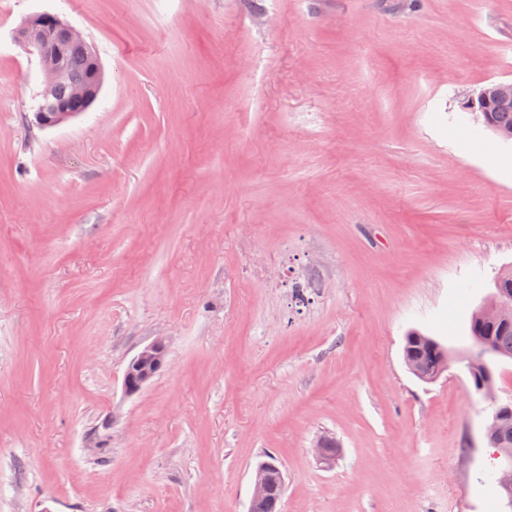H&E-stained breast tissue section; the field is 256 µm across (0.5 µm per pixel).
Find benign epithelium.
Listing matches in <instances>:
<instances>
[{
	"instance_id": "1",
	"label": "benign epithelium",
	"mask_w": 512,
	"mask_h": 512,
	"mask_svg": "<svg viewBox=\"0 0 512 512\" xmlns=\"http://www.w3.org/2000/svg\"><path fill=\"white\" fill-rule=\"evenodd\" d=\"M16 37L28 54L38 58L45 74L44 87L33 112L35 126L40 129L53 128L77 116L56 95L57 85L67 78L61 58L68 48L82 49L92 60L87 80L73 84L72 95L83 101L86 110L93 105L102 87L101 65L92 46L73 27L53 14L41 13L30 17L18 29ZM461 108L483 124L488 122L490 112L512 110V80H497L485 84L476 94L465 95ZM479 312L486 320L505 318L509 307L502 295L494 290L479 307ZM166 356V341L162 337H157L144 346L131 358L124 370L125 392L135 395L142 391L162 370ZM467 369L469 376L478 381L479 392L491 400L493 407H498L491 385V375L481 352L472 354ZM277 470L279 467L273 462H263L256 467L250 504L273 499L276 507H281L285 480L282 479L280 484L275 485L269 476V472Z\"/></svg>"
}]
</instances>
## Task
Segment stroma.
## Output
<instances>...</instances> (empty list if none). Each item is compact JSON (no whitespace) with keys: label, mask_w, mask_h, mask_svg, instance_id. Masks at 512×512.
I'll return each instance as SVG.
<instances>
[{"label":"stroma","mask_w":512,"mask_h":512,"mask_svg":"<svg viewBox=\"0 0 512 512\" xmlns=\"http://www.w3.org/2000/svg\"><path fill=\"white\" fill-rule=\"evenodd\" d=\"M44 12L104 82L42 130ZM499 79L512 0H0V512H247L269 454L282 512H502L466 363L512 143L460 107ZM419 334V337L406 342L403 350L405 359L414 363L422 378L430 379L437 375L441 360V350L445 347L432 338L419 331H412ZM424 381V380H422ZM167 356L166 341L157 337L144 346L128 362L123 374V388L128 395H135L162 370Z\"/></svg>","instance_id":"obj_1"}]
</instances>
